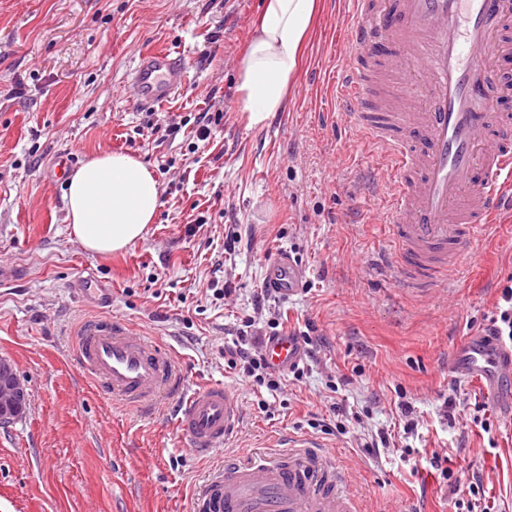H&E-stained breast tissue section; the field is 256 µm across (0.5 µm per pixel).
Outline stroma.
Wrapping results in <instances>:
<instances>
[{
	"label": "stroma",
	"instance_id": "stroma-1",
	"mask_svg": "<svg viewBox=\"0 0 512 512\" xmlns=\"http://www.w3.org/2000/svg\"><path fill=\"white\" fill-rule=\"evenodd\" d=\"M321 2L287 108L250 129L237 64L262 0H0V358L29 392L23 417L0 426V512H193L225 458L291 433L338 458L364 512H457L476 471L490 512H512V416L448 372L449 350L480 332L512 278V223L474 242L448 301L370 273L394 249L378 220L387 197L367 141L325 117L347 19L340 0ZM148 50L169 52L186 76L151 108L130 81ZM207 112L222 119L203 140ZM117 151L153 168L162 206L143 240L93 254L72 235L65 183L48 171L61 153L77 168ZM283 253L305 276L271 313L289 332L311 326L315 355L273 394L245 385L224 345ZM101 284L109 298L91 299ZM105 317L154 336L188 389L238 390L244 418L223 447L190 448L168 393L144 417L83 374L81 328ZM337 403L349 413L342 434ZM381 431L390 448L369 453ZM434 451L450 479L425 461Z\"/></svg>",
	"mask_w": 512,
	"mask_h": 512
}]
</instances>
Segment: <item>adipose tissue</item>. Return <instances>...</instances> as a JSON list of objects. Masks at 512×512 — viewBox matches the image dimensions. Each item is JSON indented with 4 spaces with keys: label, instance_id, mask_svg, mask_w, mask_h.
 I'll list each match as a JSON object with an SVG mask.
<instances>
[{
    "label": "adipose tissue",
    "instance_id": "obj_1",
    "mask_svg": "<svg viewBox=\"0 0 512 512\" xmlns=\"http://www.w3.org/2000/svg\"><path fill=\"white\" fill-rule=\"evenodd\" d=\"M316 7L317 0H265L237 66L240 111L248 127L265 126L284 110ZM161 197L155 173L138 158L100 154L68 179L66 220L87 250L121 251L143 239Z\"/></svg>",
    "mask_w": 512,
    "mask_h": 512
}]
</instances>
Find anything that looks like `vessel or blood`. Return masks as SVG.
Instances as JSON below:
<instances>
[{
    "label": "vessel or blood",
    "mask_w": 512,
    "mask_h": 512,
    "mask_svg": "<svg viewBox=\"0 0 512 512\" xmlns=\"http://www.w3.org/2000/svg\"><path fill=\"white\" fill-rule=\"evenodd\" d=\"M344 12L348 60L334 78L338 109L351 132L394 164L384 188L400 260L382 258L380 268L402 290L447 297L434 273L456 274L490 222L512 213V116L501 110L512 72L496 63L512 32V0H344ZM184 82L183 67L165 51L141 54L131 72L137 101L148 107ZM303 278L284 255L267 285L289 296ZM263 350L277 371L302 357L292 336L271 338ZM77 359L142 413H152L160 389L183 395L177 423L198 453L225 444L242 421L237 389L185 392L171 354L130 326L88 323ZM448 370L512 412V343L467 336ZM281 445L274 458L225 462L196 496L195 512H362L345 471L320 442L292 434Z\"/></svg>",
    "instance_id": "1"
}]
</instances>
